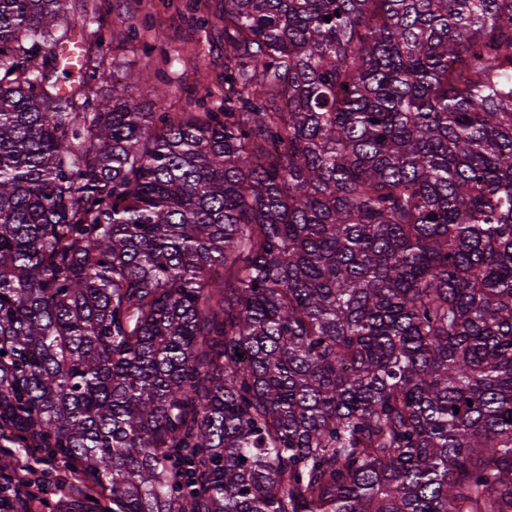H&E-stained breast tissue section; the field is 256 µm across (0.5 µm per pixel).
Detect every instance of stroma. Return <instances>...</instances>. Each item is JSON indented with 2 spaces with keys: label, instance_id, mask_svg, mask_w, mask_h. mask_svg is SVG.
Wrapping results in <instances>:
<instances>
[{
  "label": "stroma",
  "instance_id": "35a3bbf8",
  "mask_svg": "<svg viewBox=\"0 0 512 512\" xmlns=\"http://www.w3.org/2000/svg\"><path fill=\"white\" fill-rule=\"evenodd\" d=\"M221 0H97L95 15L69 18L73 38L89 41L103 34L104 67L92 80L111 89L120 80L128 96L141 100L147 79L160 76L166 94L150 102L152 112H197L202 104L219 101L224 90V23ZM12 470L26 469L31 481L42 474L62 476V483L46 484L31 512H62L79 503L81 487L90 479L70 473L63 463L44 453L7 448Z\"/></svg>",
  "mask_w": 512,
  "mask_h": 512
}]
</instances>
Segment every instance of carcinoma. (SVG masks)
Instances as JSON below:
<instances>
[{
    "instance_id": "carcinoma-1",
    "label": "carcinoma",
    "mask_w": 512,
    "mask_h": 512,
    "mask_svg": "<svg viewBox=\"0 0 512 512\" xmlns=\"http://www.w3.org/2000/svg\"><path fill=\"white\" fill-rule=\"evenodd\" d=\"M71 8L0 0V439L112 512H512V0H224L181 114L59 86Z\"/></svg>"
}]
</instances>
